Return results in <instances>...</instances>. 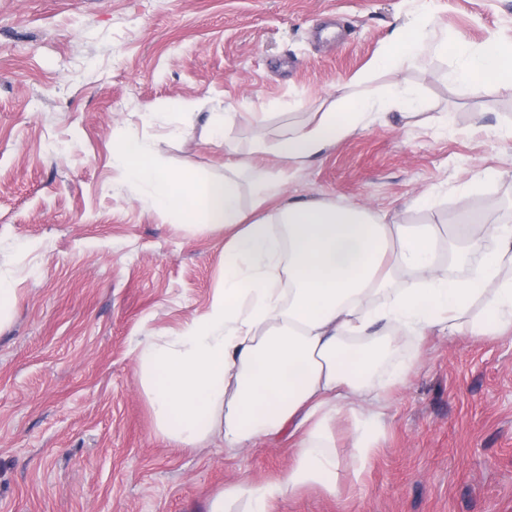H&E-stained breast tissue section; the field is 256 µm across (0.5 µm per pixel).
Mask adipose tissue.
Returning <instances> with one entry per match:
<instances>
[{
  "label": "adipose tissue",
  "mask_w": 512,
  "mask_h": 512,
  "mask_svg": "<svg viewBox=\"0 0 512 512\" xmlns=\"http://www.w3.org/2000/svg\"><path fill=\"white\" fill-rule=\"evenodd\" d=\"M429 51L455 62L450 82L512 88V46L474 48L459 34L436 31L427 7L399 27L376 62L390 73L382 94L354 91L334 99L317 120L291 128L259 154L301 162L329 143L367 128L392 107L418 111L415 89L396 72ZM113 167L156 206L194 227L223 229L224 275L205 314L180 330L151 336L136 353L142 390L163 439L193 448L217 439L234 454L281 435L294 438L284 479L230 485L212 497L209 512H271L272 502L301 488L336 490L340 462L331 424L337 414L363 417L365 379L380 351L369 338L397 340L428 330L489 336L512 328V226L491 228L470 218L458 233L471 261L465 276L437 274L434 224H397L362 206L291 201L271 207L282 181L255 183L265 213L246 222L240 207L239 159H226L227 177L199 181L171 170L149 143L133 140L112 154ZM404 287H395L397 276Z\"/></svg>",
  "instance_id": "1"
}]
</instances>
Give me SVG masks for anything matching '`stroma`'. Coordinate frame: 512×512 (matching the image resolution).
<instances>
[{"instance_id": "1", "label": "stroma", "mask_w": 512, "mask_h": 512, "mask_svg": "<svg viewBox=\"0 0 512 512\" xmlns=\"http://www.w3.org/2000/svg\"><path fill=\"white\" fill-rule=\"evenodd\" d=\"M468 43L512 42V0H432ZM414 0H0V278L16 290L0 323V512H208L224 487L282 478L281 436L235 455L155 432L135 353L203 315L224 270V233L181 224L112 165L129 139L174 170L240 173L283 200L363 205L401 224L463 218L512 225V89L449 82L430 54L398 77L419 114H373L367 129L286 168L254 157L317 119L374 62ZM231 118L224 141L211 113ZM494 178L477 182L478 173ZM436 192L435 209L420 202ZM411 366L381 397L365 459L354 421L334 429L336 493L307 488L272 512H512V333L405 336L380 369Z\"/></svg>"}]
</instances>
